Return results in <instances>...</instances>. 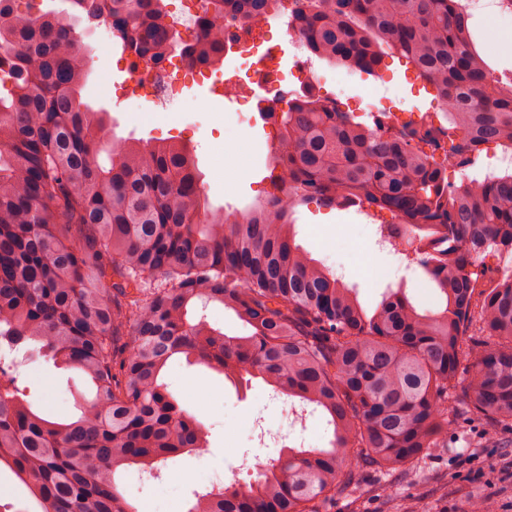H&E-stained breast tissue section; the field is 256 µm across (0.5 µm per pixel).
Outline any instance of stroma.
<instances>
[{
    "instance_id": "1",
    "label": "stroma",
    "mask_w": 512,
    "mask_h": 512,
    "mask_svg": "<svg viewBox=\"0 0 512 512\" xmlns=\"http://www.w3.org/2000/svg\"><path fill=\"white\" fill-rule=\"evenodd\" d=\"M473 38L490 67L493 79L512 74V49L502 41L512 39V19L489 12L475 16ZM90 74L82 95L96 109L106 110L110 135L117 141L175 139L193 146L203 174V191L211 206L243 208L272 192L268 178L267 143L276 129L263 123L239 121V113L257 112L256 99L219 101L206 85L190 82L167 111L152 110L149 101L128 95V73L120 69L107 49L103 35L88 36ZM324 96L344 106L359 107L362 119L372 108L397 112L426 110L430 97L418 88L412 67L402 58H386L377 76L349 72L332 76L322 87ZM248 142L251 174L232 189L224 187V166L236 156L241 142ZM296 241L325 266L340 268L348 285L358 290L361 303L375 307L386 288L404 286L416 307L434 309L439 294L419 267H406L403 256L378 243L380 224L390 215L369 216L355 210H328L316 203L297 207ZM0 359L22 390L32 409L65 421L78 415L82 398L91 388L75 368H64L24 343L1 348ZM174 396L206 430V446L171 460L160 478L142 481L137 469L120 480L124 495L137 512H186L193 492L201 490V477H223L225 483L253 482L255 472L242 468L277 457L278 449L260 446L254 422L274 426L282 420L283 406H299L296 398L286 405L268 400V387L258 379L235 385L204 366L185 359L174 362L164 376ZM487 433L477 426L469 435V449L445 448L403 477L372 474L355 496L337 493L325 512H390L391 504L416 502L419 512H471L476 501H490L495 512H512V444L478 447Z\"/></svg>"
}]
</instances>
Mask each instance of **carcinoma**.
Wrapping results in <instances>:
<instances>
[{
	"mask_svg": "<svg viewBox=\"0 0 512 512\" xmlns=\"http://www.w3.org/2000/svg\"><path fill=\"white\" fill-rule=\"evenodd\" d=\"M0 0V337L41 344L93 391L56 422L1 378L0 465L42 512H127L118 469L155 468L204 447L202 426L163 381L184 355L314 405L328 448L282 449L238 484L195 494L187 512H323L365 474L411 471L459 418L512 431V274L481 287L488 250L512 256V171L455 182L483 147L512 151V90L491 79L458 0H307L295 15L308 51L373 74L408 59L445 104L439 158L409 140L416 121L368 124L336 102L302 95L279 112L268 146L278 192L241 211L210 206L194 151L168 141L110 140L106 113L84 101L89 73L80 20L111 21L126 51L159 66L173 43L163 0ZM294 0H208L193 67L224 60V16L248 24ZM315 200L395 218L442 297L417 308L405 288L373 309L295 243L294 210ZM221 305L245 328L228 335L196 313ZM464 382V407L448 405Z\"/></svg>",
	"mask_w": 512,
	"mask_h": 512,
	"instance_id": "obj_1",
	"label": "carcinoma"
}]
</instances>
